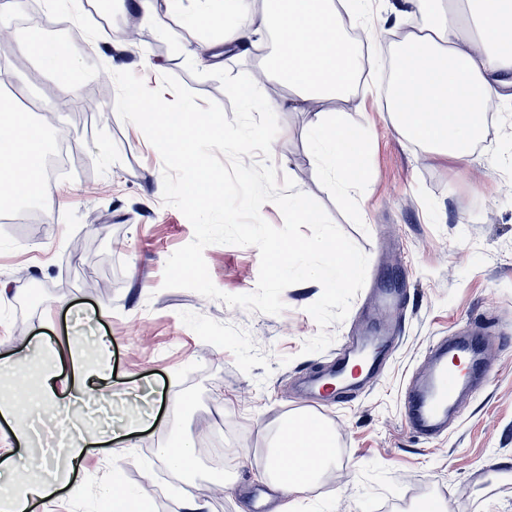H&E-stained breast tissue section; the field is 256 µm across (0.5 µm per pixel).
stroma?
<instances>
[{"instance_id": "35a3bbf8", "label": "stroma", "mask_w": 512, "mask_h": 512, "mask_svg": "<svg viewBox=\"0 0 512 512\" xmlns=\"http://www.w3.org/2000/svg\"><path fill=\"white\" fill-rule=\"evenodd\" d=\"M99 5L83 0L76 8L63 0L56 19L67 24L61 40L79 38L96 48L84 58L79 84L83 98L97 99L100 111L72 106L54 73L30 58L0 68V84L50 101V111L34 119L50 138H64L67 155L43 198L7 210V222H0V281L9 290L0 303V356L21 359L44 342L54 361L85 337H111L115 387L150 384L158 419L127 447L96 449L78 469L84 497L61 498L45 512H95L113 490L117 462L126 487L145 491L152 512H178L184 486L204 512H252L247 491L264 466L262 449L281 424L304 412L299 379L327 368L336 352L334 346L302 351L319 331L307 308L322 287L314 281L289 286L278 315L163 288L167 259L194 232L162 200L160 154L138 126L118 117L113 75L133 72L152 89L171 75L200 100L231 110L221 83L190 74L181 52L183 43L214 40L219 33L190 25L194 0H183L181 18L163 38L131 7L113 5L108 19ZM132 22L139 44L118 46V30ZM260 90L277 106L279 133L271 152L278 174L320 203L368 257L364 291L328 333L337 342L369 330L379 308L369 304L367 289L392 277L406 290L404 339L382 379L349 405L325 413L341 463L306 492L279 498L280 512H419L431 497L445 512H512V165L499 156L512 141V102L495 110L480 149L459 161L400 136L390 113L380 111L379 96L366 91L295 112L282 108L291 91L275 77H266ZM336 112L349 132L366 139L367 189L353 198L336 192L311 162L310 131ZM33 209L52 215L34 222L28 217ZM79 237L87 249L76 256L71 246ZM204 258L221 291L255 290L256 247L213 244ZM89 276L116 286L88 290ZM480 317L487 320L488 383L462 402L447 437L419 438L405 421L404 381L428 371L424 352L434 337L457 335ZM176 395L189 403L175 417L168 400ZM219 427L232 451L224 470L234 488L211 477L184 482L156 454L159 444L197 440Z\"/></svg>"}]
</instances>
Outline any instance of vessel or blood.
I'll return each mask as SVG.
<instances>
[{
	"label": "vessel or blood",
	"mask_w": 512,
	"mask_h": 512,
	"mask_svg": "<svg viewBox=\"0 0 512 512\" xmlns=\"http://www.w3.org/2000/svg\"><path fill=\"white\" fill-rule=\"evenodd\" d=\"M395 337L390 328L370 336H360L344 342L326 372L307 380L302 396L319 403L330 400L341 404L356 399L361 390L375 382L387 367L386 355ZM427 356L430 370L423 380H407L403 390L405 417L420 437L441 438L446 432V420L457 413L463 393L477 389L488 377L478 331L451 338L440 337L433 342ZM307 442L324 436L328 425L321 413L308 411L293 424ZM313 457L293 448L279 454L273 461L280 477L307 473Z\"/></svg>",
	"instance_id": "vessel-or-blood-1"
}]
</instances>
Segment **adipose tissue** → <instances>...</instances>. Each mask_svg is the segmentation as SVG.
<instances>
[{
  "label": "adipose tissue",
  "mask_w": 512,
  "mask_h": 512,
  "mask_svg": "<svg viewBox=\"0 0 512 512\" xmlns=\"http://www.w3.org/2000/svg\"><path fill=\"white\" fill-rule=\"evenodd\" d=\"M267 5L269 27L278 37L267 68L293 91L285 107L304 111L347 97L365 67L364 53L347 41L349 30L364 34L372 48L383 30L371 0H267ZM252 7L253 0H198L192 24L219 26L223 34L217 42L188 45L186 54L211 67L224 55H247L256 36L249 21ZM396 13L401 18L420 15L422 23L401 40L406 61L395 74L397 93L380 107L392 113L401 136L436 155L466 159L486 112L512 93V37L503 35L504 28L512 29V0H398ZM16 48L58 69L63 63L75 66L83 56L73 44L40 38L20 41ZM57 82L70 101H80L77 84L60 69ZM407 98L414 104L404 112L400 105ZM311 138V161L328 182L347 196L362 192L364 139L348 134L337 118L313 126ZM47 141L45 130L27 113L0 110L1 207L39 196ZM111 347L110 338L97 337L89 349L71 352L69 373L44 369L33 391L15 392L0 402V421L12 439L25 447L34 443L30 427L17 424L27 409H40L44 417L61 423L86 399L111 404ZM148 425L140 416L118 428L66 431L48 458L0 456V512H29L34 504L51 503L60 491L80 496L83 484L75 475L80 461L104 440L127 441Z\"/></svg>",
  "instance_id": "adipose-tissue-1"
}]
</instances>
